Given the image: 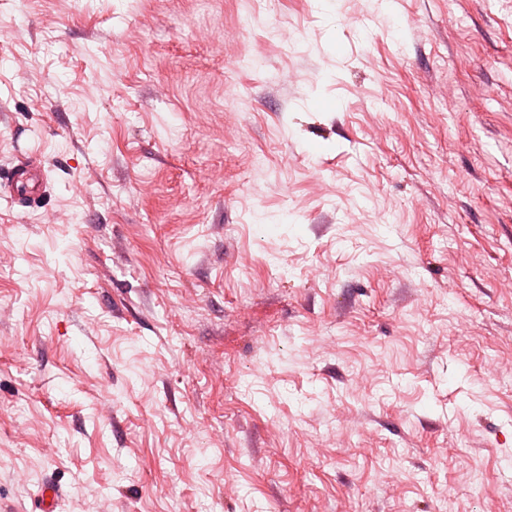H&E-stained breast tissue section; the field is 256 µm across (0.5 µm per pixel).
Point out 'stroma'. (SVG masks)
Segmentation results:
<instances>
[{
  "instance_id": "35a3bbf8",
  "label": "stroma",
  "mask_w": 512,
  "mask_h": 512,
  "mask_svg": "<svg viewBox=\"0 0 512 512\" xmlns=\"http://www.w3.org/2000/svg\"><path fill=\"white\" fill-rule=\"evenodd\" d=\"M262 7L0 0V512H512V0ZM0 179L2 188H8L10 191H15V188L28 184L33 178L32 171L28 165H26V163L19 162L18 164L6 168Z\"/></svg>"
}]
</instances>
